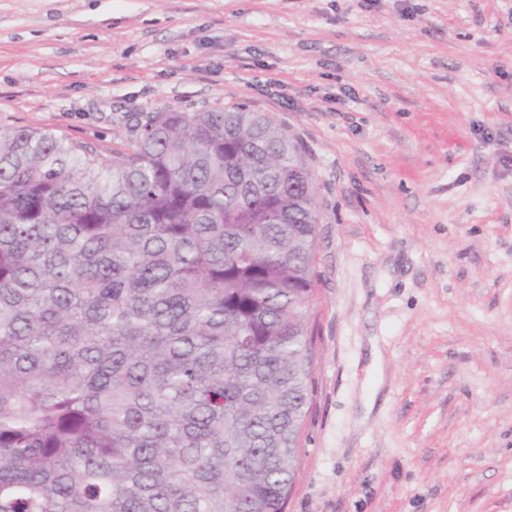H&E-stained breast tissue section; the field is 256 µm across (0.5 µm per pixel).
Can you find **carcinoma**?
<instances>
[{"label":"carcinoma","mask_w":512,"mask_h":512,"mask_svg":"<svg viewBox=\"0 0 512 512\" xmlns=\"http://www.w3.org/2000/svg\"><path fill=\"white\" fill-rule=\"evenodd\" d=\"M101 159L0 127V512H285L313 390L316 187L241 104Z\"/></svg>","instance_id":"carcinoma-1"}]
</instances>
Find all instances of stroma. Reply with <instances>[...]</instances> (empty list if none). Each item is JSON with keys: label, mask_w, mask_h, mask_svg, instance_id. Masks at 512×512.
I'll return each instance as SVG.
<instances>
[{"label": "stroma", "mask_w": 512, "mask_h": 512, "mask_svg": "<svg viewBox=\"0 0 512 512\" xmlns=\"http://www.w3.org/2000/svg\"><path fill=\"white\" fill-rule=\"evenodd\" d=\"M245 104L317 187L286 512H512V0H0V126Z\"/></svg>", "instance_id": "stroma-1"}]
</instances>
